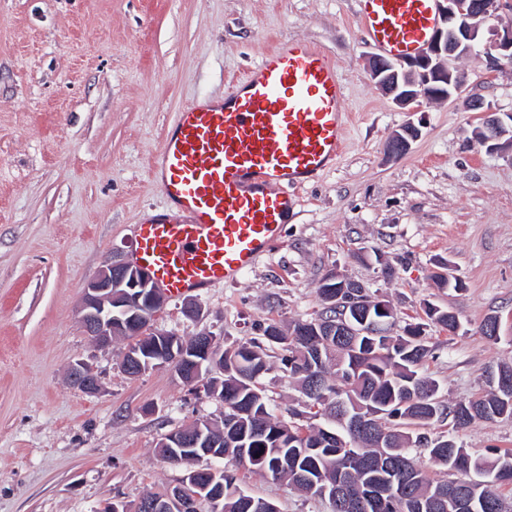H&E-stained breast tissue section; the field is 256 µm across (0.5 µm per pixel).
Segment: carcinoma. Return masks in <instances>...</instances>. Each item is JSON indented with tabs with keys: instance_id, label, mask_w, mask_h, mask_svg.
Wrapping results in <instances>:
<instances>
[{
	"instance_id": "obj_1",
	"label": "carcinoma",
	"mask_w": 512,
	"mask_h": 512,
	"mask_svg": "<svg viewBox=\"0 0 512 512\" xmlns=\"http://www.w3.org/2000/svg\"><path fill=\"white\" fill-rule=\"evenodd\" d=\"M332 273L318 287L322 308L310 319H300L284 331L276 323L263 328L264 338L280 346V362L298 383L312 422L302 425L276 417L260 377L269 370L268 349L261 342H246L224 349V378L208 381L204 390L224 403V420L209 422V442L215 451L251 472L273 480H286L310 493L311 480L340 485L342 507L332 512H505L500 493L512 486V451L473 456L453 436L431 437L427 428L451 420L456 431L477 419L512 418V393L500 389L496 379H512V366L488 373L489 391L477 398L447 403L439 397V384L420 373L431 355L423 327L408 325L390 334L393 309L381 313L379 303L367 293L348 301L349 291L337 287ZM426 318L454 334L457 316L433 304L423 308ZM354 322L375 321L370 332L330 337L327 330L342 315ZM135 324L126 333L129 351L158 358L168 349L158 336ZM323 424L317 425L315 421ZM337 435L336 445L326 443L324 431ZM427 453L422 465L414 453ZM456 475L434 480L430 468ZM405 479L401 493L359 506L364 487L392 473ZM252 495L244 492L237 475L224 471V500L220 512H254Z\"/></svg>"
}]
</instances>
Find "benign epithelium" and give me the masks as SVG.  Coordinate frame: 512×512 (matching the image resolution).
Listing matches in <instances>:
<instances>
[{"mask_svg": "<svg viewBox=\"0 0 512 512\" xmlns=\"http://www.w3.org/2000/svg\"><path fill=\"white\" fill-rule=\"evenodd\" d=\"M499 6L500 0H441L442 25L427 51L400 63L370 57L368 71L372 81L398 107L409 112H420L423 104L433 100L453 98L462 82L451 66L452 60L479 50L490 55L497 65L512 58V29L502 33L494 24ZM421 127L422 124L410 121L394 131L386 145L388 157L408 153L421 136ZM478 139L490 152L512 150V122L486 108ZM164 302L165 296L140 269L126 261L110 262L84 288L79 319L95 345L106 348L112 344V337L126 329L124 314L130 310V304L151 315L146 322L149 327ZM193 353L200 359L176 358L157 367H170L182 379L189 374L209 375L219 367V351L206 333L197 335ZM69 378L73 386L87 394H96L101 389L99 375L82 359L71 365ZM220 486L217 471L192 470L176 489L141 500L135 512H184L188 504L200 500L215 504L220 500Z\"/></svg>", "mask_w": 512, "mask_h": 512, "instance_id": "benign-epithelium-1", "label": "benign epithelium"}]
</instances>
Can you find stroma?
<instances>
[{
    "label": "stroma",
    "instance_id": "stroma-1",
    "mask_svg": "<svg viewBox=\"0 0 512 512\" xmlns=\"http://www.w3.org/2000/svg\"><path fill=\"white\" fill-rule=\"evenodd\" d=\"M358 0H0V512L134 508L179 485L160 439L223 403L169 368L123 373L129 342L98 348L77 310L86 284L133 246L131 225L163 204L148 168L177 112L223 98L279 42L326 50L350 114L342 157L297 192L296 216L274 250L235 284L167 299L157 329L205 332L224 348L320 311L321 278L362 283L396 312L395 332L423 324L433 352L424 373L447 401L483 393L489 366L512 365V152L475 138L481 99L512 113V66L477 52L455 59L459 99L425 104L411 150L388 157L391 133L413 118L371 81ZM464 288L437 287L442 267ZM454 312L448 333L424 303ZM197 306V315L188 307ZM501 323L499 340L479 327ZM102 388L68 379L76 359ZM271 368L260 382L279 417L305 413L297 384ZM459 438L473 455L512 449V419L478 420ZM280 512H330L285 482L242 475Z\"/></svg>",
    "mask_w": 512,
    "mask_h": 512
}]
</instances>
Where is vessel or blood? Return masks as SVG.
Segmentation results:
<instances>
[{
	"label": "vessel or blood",
	"mask_w": 512,
	"mask_h": 512,
	"mask_svg": "<svg viewBox=\"0 0 512 512\" xmlns=\"http://www.w3.org/2000/svg\"><path fill=\"white\" fill-rule=\"evenodd\" d=\"M379 56L420 55L439 0H359ZM328 55L294 39L265 51L216 100L184 107L150 171L166 206L134 225L132 265L169 297L231 285L280 240L300 189L338 161L348 114Z\"/></svg>",
	"instance_id": "1"
}]
</instances>
